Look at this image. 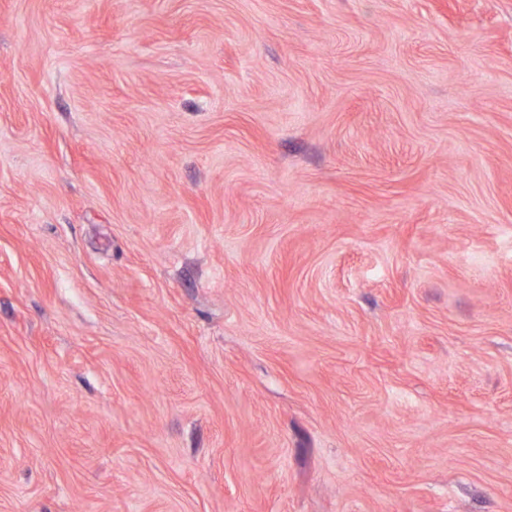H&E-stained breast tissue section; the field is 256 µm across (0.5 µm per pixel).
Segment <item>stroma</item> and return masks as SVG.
Wrapping results in <instances>:
<instances>
[{"instance_id": "stroma-1", "label": "stroma", "mask_w": 512, "mask_h": 512, "mask_svg": "<svg viewBox=\"0 0 512 512\" xmlns=\"http://www.w3.org/2000/svg\"><path fill=\"white\" fill-rule=\"evenodd\" d=\"M0 512H512V0H0Z\"/></svg>"}]
</instances>
